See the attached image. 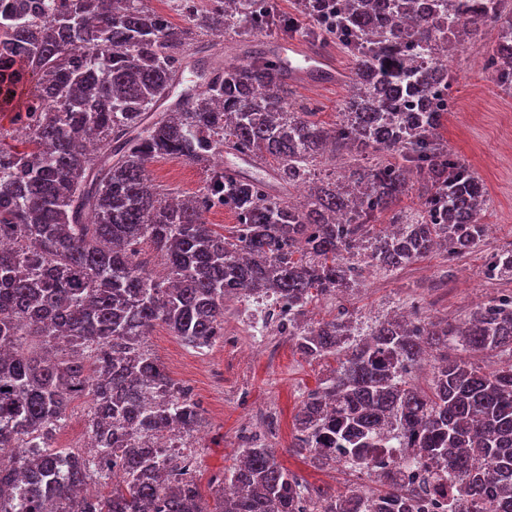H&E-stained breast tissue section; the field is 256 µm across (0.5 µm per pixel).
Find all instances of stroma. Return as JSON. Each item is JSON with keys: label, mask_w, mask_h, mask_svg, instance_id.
<instances>
[{"label": "stroma", "mask_w": 512, "mask_h": 512, "mask_svg": "<svg viewBox=\"0 0 512 512\" xmlns=\"http://www.w3.org/2000/svg\"><path fill=\"white\" fill-rule=\"evenodd\" d=\"M490 49L486 39L450 48V95L456 110L449 115L443 135L449 151L486 185L492 207L485 221L493 225V232L477 248L453 258L438 251L395 272L366 268L355 288L309 306L302 324L316 323L342 309L358 334L369 333L399 311L455 322L512 289V282L485 273L490 255L512 246V94L502 90L485 65ZM149 171L160 188L182 195L196 193L205 181L200 166L180 160L154 161ZM242 306L237 297L225 299L226 339L212 349L187 347L162 325L146 341L203 412L201 427L184 440L192 448L201 482L232 464L244 437L258 435L277 460L303 481L333 493L342 491L357 481L356 473L314 467L290 448L293 417L301 400L329 375L335 361L306 359L290 336H260L252 325L240 321ZM257 343L261 355H248V348Z\"/></svg>", "instance_id": "35a3bbf8"}]
</instances>
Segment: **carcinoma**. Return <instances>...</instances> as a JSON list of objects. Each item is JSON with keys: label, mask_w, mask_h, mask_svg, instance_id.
Wrapping results in <instances>:
<instances>
[{"label": "carcinoma", "mask_w": 512, "mask_h": 512, "mask_svg": "<svg viewBox=\"0 0 512 512\" xmlns=\"http://www.w3.org/2000/svg\"><path fill=\"white\" fill-rule=\"evenodd\" d=\"M507 0H297L354 63L336 122L298 106L293 81L260 38L296 27L271 0H218L188 11L178 28L143 0H0V112L20 126L0 134V512H409L417 488L384 477L375 486L305 495L298 476L251 437L234 467L199 487L195 460L162 448L173 428L191 435L203 418L146 348L157 324L184 344L224 338V298L272 297L291 308L288 334L310 360L341 357L294 416L292 452L314 466L336 449L358 466L397 430L448 482L465 509L512 512V363L484 370L469 352L512 357V292L457 324L384 321L351 340L346 312L310 328L307 306L362 278L352 258L396 271L440 246L458 256L486 236L490 207L477 173L445 145L454 108L448 64L435 51L478 41L487 23L512 39ZM237 37L243 57L200 55V36ZM486 66L512 90V52L493 46ZM203 83L183 86L186 70ZM183 89H178V86ZM231 153L269 178L208 165ZM170 158L206 165L200 193L179 198L147 165ZM340 161L344 183L319 177ZM416 190L419 208H396ZM231 226L208 221L216 206ZM148 242L165 264L157 277L138 261ZM486 274L512 278V249ZM29 336L65 339L70 355L40 360ZM438 352L432 383L409 375ZM89 399L93 455L51 448L71 403ZM123 473L81 493L100 465ZM234 489V496L224 488Z\"/></svg>", "instance_id": "obj_1"}]
</instances>
